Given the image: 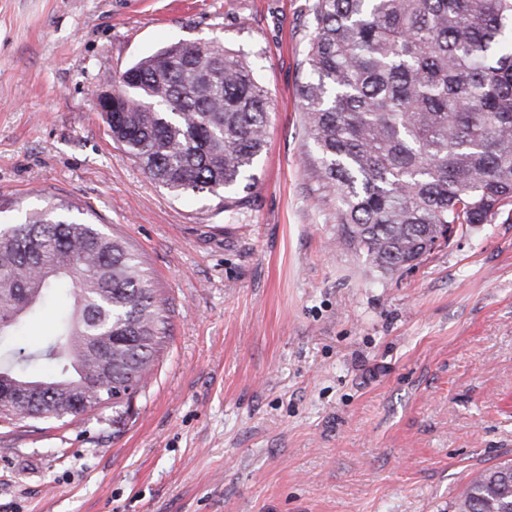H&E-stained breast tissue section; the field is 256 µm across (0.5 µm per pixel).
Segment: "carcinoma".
<instances>
[{
  "label": "carcinoma",
  "instance_id": "1",
  "mask_svg": "<svg viewBox=\"0 0 512 512\" xmlns=\"http://www.w3.org/2000/svg\"><path fill=\"white\" fill-rule=\"evenodd\" d=\"M297 93L318 191L339 242L395 273L439 228L488 224L512 206V0H313ZM112 141L174 196L245 205L265 150L269 92L215 42H178L111 77ZM47 318L26 352L12 336ZM164 300L138 254L59 202L0 227V422L119 413L167 336ZM456 512H512V463L472 478Z\"/></svg>",
  "mask_w": 512,
  "mask_h": 512
}]
</instances>
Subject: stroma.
Returning a JSON list of instances; mask_svg holds the SVG:
<instances>
[{
	"label": "stroma",
	"instance_id": "35a3bbf8",
	"mask_svg": "<svg viewBox=\"0 0 512 512\" xmlns=\"http://www.w3.org/2000/svg\"><path fill=\"white\" fill-rule=\"evenodd\" d=\"M311 0H0V224L71 202L123 236L170 336L128 414L0 430V512H455L512 460V219L384 276L342 246L297 86ZM178 41L269 91L240 213L124 157L94 92Z\"/></svg>",
	"mask_w": 512,
	"mask_h": 512
}]
</instances>
